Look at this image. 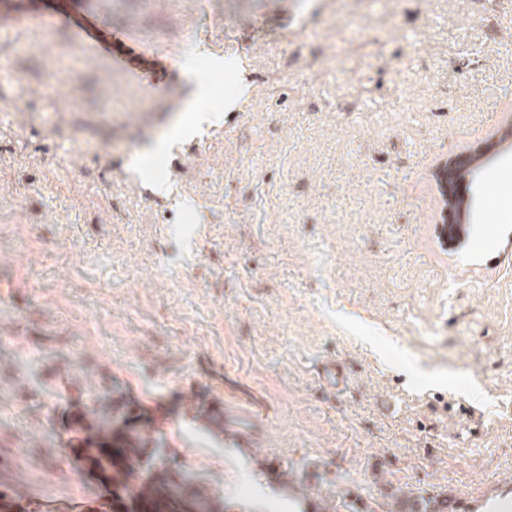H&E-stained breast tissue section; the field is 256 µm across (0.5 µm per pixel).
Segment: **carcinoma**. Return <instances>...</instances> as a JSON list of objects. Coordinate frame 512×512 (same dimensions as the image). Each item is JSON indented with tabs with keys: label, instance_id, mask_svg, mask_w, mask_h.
<instances>
[{
	"label": "carcinoma",
	"instance_id": "cac0c4a2",
	"mask_svg": "<svg viewBox=\"0 0 512 512\" xmlns=\"http://www.w3.org/2000/svg\"><path fill=\"white\" fill-rule=\"evenodd\" d=\"M132 401L114 384L69 405L58 416L77 462L102 484L112 487L119 512H247L210 488L191 469L172 472L165 463L169 443L145 437L150 421L131 415ZM389 512H445L443 493L426 496L402 487L390 494Z\"/></svg>",
	"mask_w": 512,
	"mask_h": 512
}]
</instances>
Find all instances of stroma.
Here are the masks:
<instances>
[{"mask_svg":"<svg viewBox=\"0 0 512 512\" xmlns=\"http://www.w3.org/2000/svg\"><path fill=\"white\" fill-rule=\"evenodd\" d=\"M70 0L219 114L18 33L0 83V496L113 512L49 417L116 381L175 463L253 512L406 485L499 512L512 485V28L499 0ZM487 146L465 234L435 170ZM498 226L481 235L483 224ZM345 380L320 382L325 360ZM201 402L261 404L240 448ZM295 466L304 499L276 474Z\"/></svg>","mask_w":512,"mask_h":512,"instance_id":"stroma-1","label":"stroma"}]
</instances>
